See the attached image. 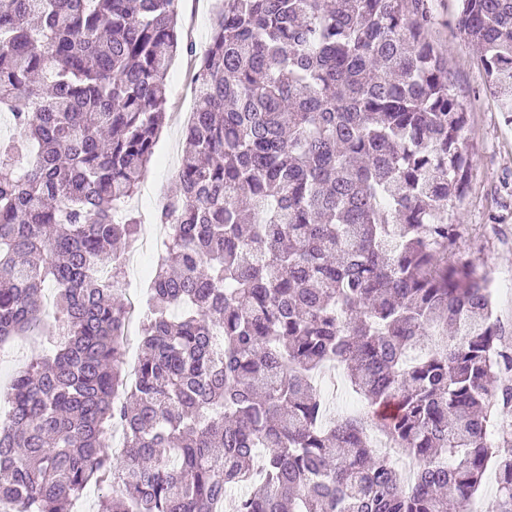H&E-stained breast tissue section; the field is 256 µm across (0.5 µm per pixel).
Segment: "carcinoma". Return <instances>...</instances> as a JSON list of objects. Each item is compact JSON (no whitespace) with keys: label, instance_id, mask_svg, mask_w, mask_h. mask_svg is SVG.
<instances>
[{"label":"carcinoma","instance_id":"obj_1","mask_svg":"<svg viewBox=\"0 0 512 512\" xmlns=\"http://www.w3.org/2000/svg\"><path fill=\"white\" fill-rule=\"evenodd\" d=\"M180 2L0 0V345L55 291L53 353L0 388V504L69 512L112 482L100 512H218L236 485L233 512H470L492 470L491 512H512V385H489L512 338L489 272L448 260L468 110L430 0H224L200 54ZM459 2L512 112V0ZM180 49L195 103L127 375L123 205ZM330 364L365 413L332 412Z\"/></svg>","mask_w":512,"mask_h":512}]
</instances>
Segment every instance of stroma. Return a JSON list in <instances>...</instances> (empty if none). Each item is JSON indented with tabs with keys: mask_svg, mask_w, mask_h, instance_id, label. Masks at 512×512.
Segmentation results:
<instances>
[{
	"mask_svg": "<svg viewBox=\"0 0 512 512\" xmlns=\"http://www.w3.org/2000/svg\"><path fill=\"white\" fill-rule=\"evenodd\" d=\"M216 0H182L178 32L182 41L205 46ZM432 40L448 52V68L455 92L467 103L469 122L463 136L471 151V182L463 203L454 210L462 226L456 255L476 258L493 272L496 281V315L512 336V113L499 111L479 54L457 26L458 0H432ZM191 60L179 53L167 76L166 121L155 145V159L139 184L130 209L151 225L160 200L175 187L185 139L183 117L192 112L195 85ZM152 249L129 254L126 296L137 309H145L148 271L155 260Z\"/></svg>",
	"mask_w": 512,
	"mask_h": 512,
	"instance_id": "stroma-1",
	"label": "stroma"
}]
</instances>
